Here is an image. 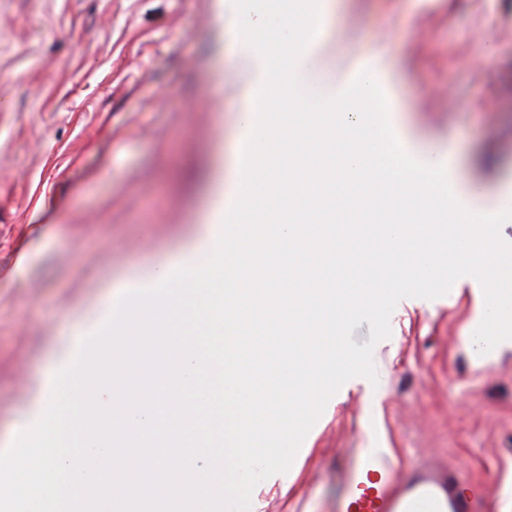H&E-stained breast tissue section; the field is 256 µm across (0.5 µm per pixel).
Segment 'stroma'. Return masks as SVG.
I'll return each instance as SVG.
<instances>
[{
	"instance_id": "stroma-1",
	"label": "stroma",
	"mask_w": 512,
	"mask_h": 512,
	"mask_svg": "<svg viewBox=\"0 0 512 512\" xmlns=\"http://www.w3.org/2000/svg\"><path fill=\"white\" fill-rule=\"evenodd\" d=\"M224 0H0V448L58 353L100 326L119 286L174 263L221 205L253 95L234 86ZM315 50L348 85L384 57L389 89L452 166L512 177V0H343ZM479 283L405 298L287 473L250 512H335L360 458L422 460L483 483L475 512H512V341L479 353Z\"/></svg>"
}]
</instances>
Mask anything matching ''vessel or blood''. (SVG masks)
Here are the masks:
<instances>
[{"instance_id":"1","label":"vessel or blood","mask_w":512,"mask_h":512,"mask_svg":"<svg viewBox=\"0 0 512 512\" xmlns=\"http://www.w3.org/2000/svg\"><path fill=\"white\" fill-rule=\"evenodd\" d=\"M480 486L461 481L440 463L425 461L402 478L373 455L350 476L336 512H472Z\"/></svg>"}]
</instances>
